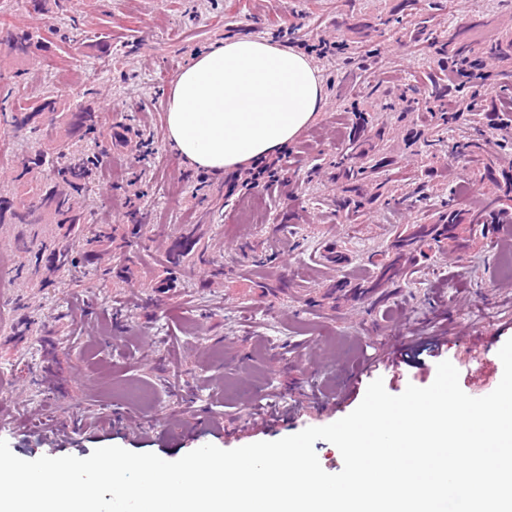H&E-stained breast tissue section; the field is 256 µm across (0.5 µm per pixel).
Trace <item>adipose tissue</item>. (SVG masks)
<instances>
[{"instance_id":"adipose-tissue-1","label":"adipose tissue","mask_w":512,"mask_h":512,"mask_svg":"<svg viewBox=\"0 0 512 512\" xmlns=\"http://www.w3.org/2000/svg\"><path fill=\"white\" fill-rule=\"evenodd\" d=\"M326 105L318 66L265 38L212 44L167 93L166 141L187 164L221 173L280 154Z\"/></svg>"}]
</instances>
